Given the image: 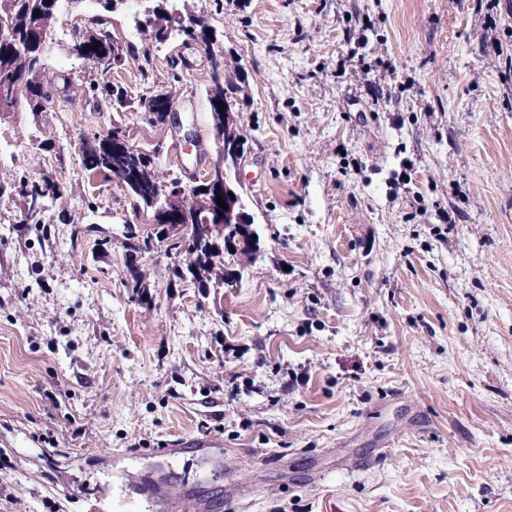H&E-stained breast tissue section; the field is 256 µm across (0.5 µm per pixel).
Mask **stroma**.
Here are the masks:
<instances>
[{
	"instance_id": "stroma-1",
	"label": "stroma",
	"mask_w": 512,
	"mask_h": 512,
	"mask_svg": "<svg viewBox=\"0 0 512 512\" xmlns=\"http://www.w3.org/2000/svg\"><path fill=\"white\" fill-rule=\"evenodd\" d=\"M187 4L239 75L260 251L197 288L125 248L153 214L81 144L118 127L203 180L211 70L180 38L147 76L78 58L72 24L103 11L82 0L39 76L52 109L0 113V512H120L163 480L180 512L223 487V512H512V0ZM22 177L64 194L30 217ZM195 438L221 462L170 455Z\"/></svg>"
}]
</instances>
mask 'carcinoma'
I'll return each instance as SVG.
<instances>
[{
    "mask_svg": "<svg viewBox=\"0 0 512 512\" xmlns=\"http://www.w3.org/2000/svg\"><path fill=\"white\" fill-rule=\"evenodd\" d=\"M57 0H0V112H6L16 101H24L32 112H45L54 102V93L37 80L44 65L45 53L40 42L43 34L52 33V25L58 19ZM149 11L134 14L136 30L149 44L168 40L172 34L181 33L192 41L207 43L213 36L207 34L208 26L202 16L178 6V0H148ZM71 49L84 59H92L103 69L110 70L125 56L136 58L138 45L118 37L111 23L104 17L88 25H74L70 29ZM209 102L219 143L234 142L240 132L233 114L232 95L239 92L237 72H229L224 58H219L210 74ZM223 106H218V103ZM120 138V131L112 130L108 135L94 137L82 143L83 165L89 171L111 178L122 177L128 166L139 171V180L132 185L124 182L135 205L142 210L154 209L155 192L162 183L156 169L155 157L143 152L127 158V161L112 164V150L107 144ZM15 193L23 198L28 214L36 213L33 201L43 202L47 197L55 199L63 195V187L57 181L45 179L28 182L21 178L14 184ZM180 210L192 215L186 235L169 245L188 258L185 266H177L173 274L184 278L188 274L203 288L215 281L224 283V275L234 257L244 255L256 257L259 241L242 235L238 224L224 225V237L210 244L198 243L197 229L202 224L213 223L211 213L193 207L192 196L178 200ZM244 239H239V236ZM234 241L235 247L226 248V242Z\"/></svg>",
    "mask_w": 512,
    "mask_h": 512,
    "instance_id": "1",
    "label": "carcinoma"
}]
</instances>
